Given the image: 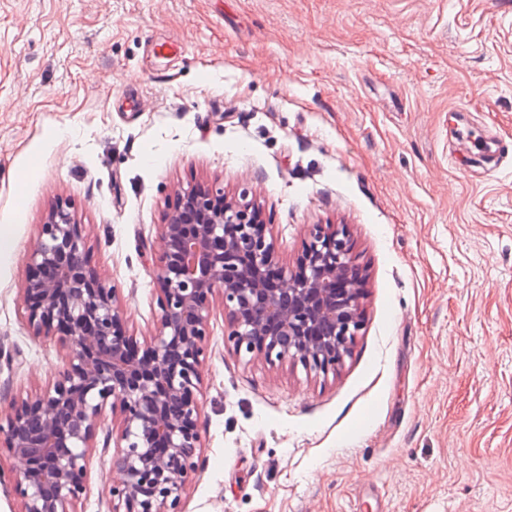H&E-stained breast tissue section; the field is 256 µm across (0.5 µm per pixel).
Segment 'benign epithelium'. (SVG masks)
Instances as JSON below:
<instances>
[{
    "label": "benign epithelium",
    "instance_id": "obj_1",
    "mask_svg": "<svg viewBox=\"0 0 512 512\" xmlns=\"http://www.w3.org/2000/svg\"><path fill=\"white\" fill-rule=\"evenodd\" d=\"M219 190L176 191L159 225L165 250L154 267L159 326L139 348L123 324L122 295L88 261L85 225L57 202L28 252L22 308L32 336L68 352L63 375L0 411V449L20 463L0 469L19 512H76L87 491L98 433L119 420L112 506L183 512L201 471L196 393L205 383L211 319H227L224 342L273 366L324 375L350 353L363 326L365 277L350 234L313 224L297 270L279 264L254 204Z\"/></svg>",
    "mask_w": 512,
    "mask_h": 512
}]
</instances>
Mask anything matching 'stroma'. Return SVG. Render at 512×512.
I'll list each match as a JSON object with an SVG mask.
<instances>
[{
    "mask_svg": "<svg viewBox=\"0 0 512 512\" xmlns=\"http://www.w3.org/2000/svg\"><path fill=\"white\" fill-rule=\"evenodd\" d=\"M191 186L249 189L288 268L345 226L366 285L325 376L237 355L215 312L184 512H512V0H0V407L66 367L21 306L49 208L143 343ZM111 456L78 512H111Z\"/></svg>",
    "mask_w": 512,
    "mask_h": 512,
    "instance_id": "1",
    "label": "stroma"
}]
</instances>
